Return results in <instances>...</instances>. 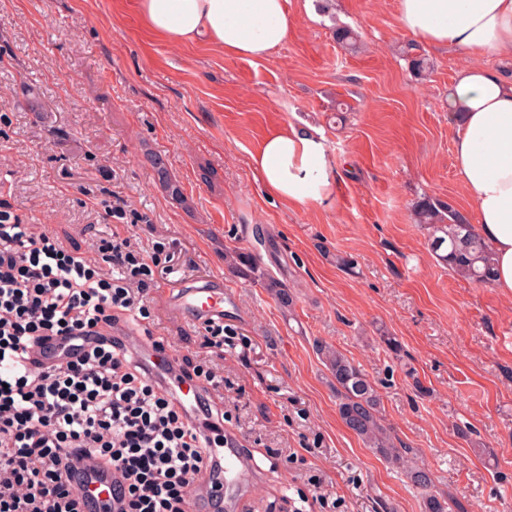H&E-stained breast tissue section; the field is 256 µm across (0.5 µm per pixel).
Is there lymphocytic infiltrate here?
I'll return each mask as SVG.
<instances>
[{
	"mask_svg": "<svg viewBox=\"0 0 512 512\" xmlns=\"http://www.w3.org/2000/svg\"><path fill=\"white\" fill-rule=\"evenodd\" d=\"M99 263L0 214V512H188L193 481L219 480L211 452L223 414L206 400L190 427L174 395L130 361L115 310L146 315L152 270L129 240H105ZM71 341L66 369L32 368L28 347ZM111 463L88 471L87 456ZM112 480V499L81 508L72 485Z\"/></svg>",
	"mask_w": 512,
	"mask_h": 512,
	"instance_id": "1",
	"label": "lymphocytic infiltrate"
}]
</instances>
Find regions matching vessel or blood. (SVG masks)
<instances>
[{
	"label": "vessel or blood",
	"instance_id": "vessel-or-blood-1",
	"mask_svg": "<svg viewBox=\"0 0 512 512\" xmlns=\"http://www.w3.org/2000/svg\"><path fill=\"white\" fill-rule=\"evenodd\" d=\"M169 299L176 311L198 324L223 322L224 318L230 317L235 311L233 295L225 290L223 279L215 276L180 283L170 289ZM122 339L126 349L141 360L150 372L157 374L159 381L183 404L187 423L198 426L196 404L204 391L203 384L197 380H187L186 376L176 373L173 355L154 346L148 338L126 331ZM30 357L39 366L61 365L67 361L53 336L45 337L41 344L35 346ZM238 444L234 435L225 434L223 447L215 449L214 455L224 463L225 483L245 486L252 483L254 472L249 460L240 453Z\"/></svg>",
	"mask_w": 512,
	"mask_h": 512
}]
</instances>
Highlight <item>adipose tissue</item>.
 Instances as JSON below:
<instances>
[{"label": "adipose tissue", "mask_w": 512, "mask_h": 512, "mask_svg": "<svg viewBox=\"0 0 512 512\" xmlns=\"http://www.w3.org/2000/svg\"><path fill=\"white\" fill-rule=\"evenodd\" d=\"M139 12L170 43H206L255 59L281 47L293 27L288 0H139ZM398 19L423 43L472 58L450 88L454 161L495 258L494 283L512 296V78L482 63L512 59V0H398ZM252 160L265 188L290 204H319L334 190L332 158L308 130L280 128Z\"/></svg>", "instance_id": "adipose-tissue-1"}]
</instances>
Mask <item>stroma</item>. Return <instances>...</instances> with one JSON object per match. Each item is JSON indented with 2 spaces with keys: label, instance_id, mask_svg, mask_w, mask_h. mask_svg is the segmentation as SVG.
Returning a JSON list of instances; mask_svg holds the SVG:
<instances>
[{
  "label": "stroma",
  "instance_id": "obj_1",
  "mask_svg": "<svg viewBox=\"0 0 512 512\" xmlns=\"http://www.w3.org/2000/svg\"><path fill=\"white\" fill-rule=\"evenodd\" d=\"M288 11L287 42L248 59L168 43L138 0H0V211L88 259L103 238L158 255L147 318L118 321L171 349L178 372L223 377L206 397L259 468L240 512H424L401 470L342 423L319 340L375 382L434 494L512 512V297L439 264L410 218L428 195L477 219L448 109L469 57L426 45L415 74L397 0H288ZM336 24L359 34L358 51L336 43ZM287 125L321 137L336 165L323 203L288 204L255 174L253 154ZM148 152L190 208L159 187ZM228 248L259 255L291 309L231 273ZM203 275L237 304L220 347L167 303Z\"/></svg>",
  "mask_w": 512,
  "mask_h": 512
}]
</instances>
